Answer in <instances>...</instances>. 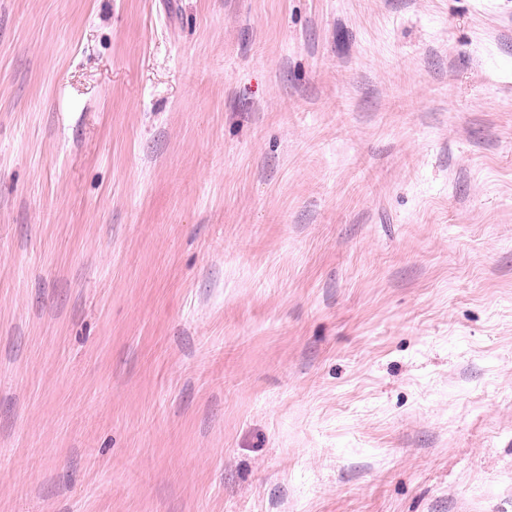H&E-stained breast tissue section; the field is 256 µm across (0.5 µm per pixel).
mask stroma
<instances>
[{"instance_id": "stroma-1", "label": "stroma", "mask_w": 512, "mask_h": 512, "mask_svg": "<svg viewBox=\"0 0 512 512\" xmlns=\"http://www.w3.org/2000/svg\"><path fill=\"white\" fill-rule=\"evenodd\" d=\"M0 512H512V0H0Z\"/></svg>"}]
</instances>
